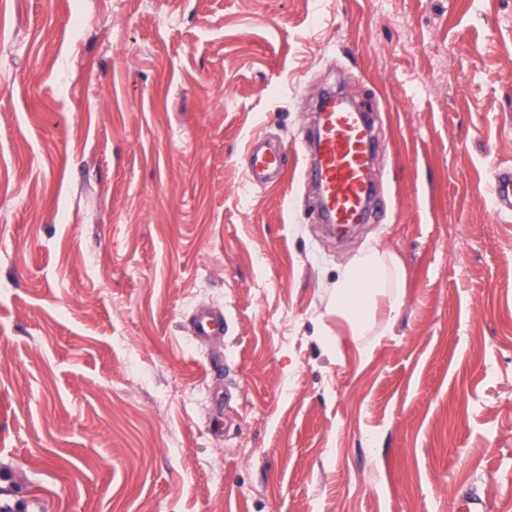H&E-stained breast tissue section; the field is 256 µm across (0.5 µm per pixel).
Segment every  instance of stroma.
<instances>
[{
    "label": "stroma",
    "instance_id": "1",
    "mask_svg": "<svg viewBox=\"0 0 512 512\" xmlns=\"http://www.w3.org/2000/svg\"><path fill=\"white\" fill-rule=\"evenodd\" d=\"M336 73L386 211L341 242L298 161ZM256 135L289 157L275 185L245 178ZM493 159L512 0H0V504L512 512ZM370 247L404 305L358 340L333 300ZM203 307L229 331L201 348Z\"/></svg>",
    "mask_w": 512,
    "mask_h": 512
}]
</instances>
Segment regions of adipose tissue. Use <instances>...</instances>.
<instances>
[{
	"mask_svg": "<svg viewBox=\"0 0 512 512\" xmlns=\"http://www.w3.org/2000/svg\"><path fill=\"white\" fill-rule=\"evenodd\" d=\"M395 258L373 247L344 272L336 284V313L349 325L353 336H363L377 319L378 300L389 278L399 277Z\"/></svg>",
	"mask_w": 512,
	"mask_h": 512,
	"instance_id": "adipose-tissue-1",
	"label": "adipose tissue"
}]
</instances>
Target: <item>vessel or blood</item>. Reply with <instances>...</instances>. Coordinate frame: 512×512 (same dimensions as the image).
Masks as SVG:
<instances>
[{
	"label": "vessel or blood",
	"mask_w": 512,
	"mask_h": 512,
	"mask_svg": "<svg viewBox=\"0 0 512 512\" xmlns=\"http://www.w3.org/2000/svg\"><path fill=\"white\" fill-rule=\"evenodd\" d=\"M377 142L371 133L368 113L353 108L347 98L334 91L323 92L315 114L309 155L303 156L300 173L318 192V219L332 227L345 228L364 221L371 213V166ZM281 150L260 141L247 147L243 165L249 182L268 184L284 172ZM496 215L512 214V167L493 166L490 182ZM228 332L223 312L198 309L190 333L196 343Z\"/></svg>",
	"instance_id": "vessel-or-blood-1"
}]
</instances>
